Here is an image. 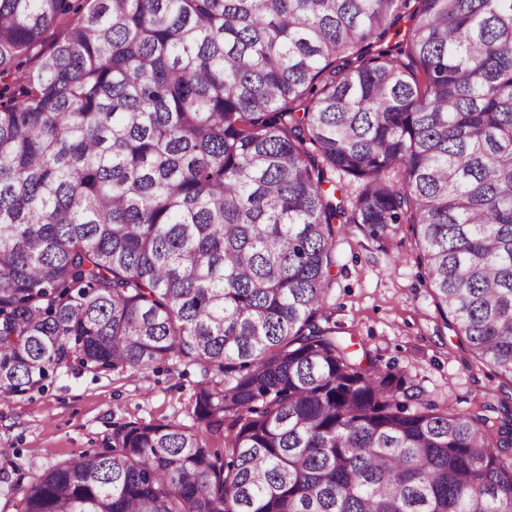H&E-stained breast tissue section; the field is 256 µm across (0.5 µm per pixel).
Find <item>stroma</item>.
I'll use <instances>...</instances> for the list:
<instances>
[{
	"label": "stroma",
	"mask_w": 512,
	"mask_h": 512,
	"mask_svg": "<svg viewBox=\"0 0 512 512\" xmlns=\"http://www.w3.org/2000/svg\"><path fill=\"white\" fill-rule=\"evenodd\" d=\"M329 320L382 369L402 373L438 408L512 409V379L481 363L435 310L407 227L375 237L346 225L336 238ZM197 367L143 373L63 369L45 389L0 399V512H17L31 471L102 448L113 424L190 423Z\"/></svg>",
	"instance_id": "obj_1"
}]
</instances>
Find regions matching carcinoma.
<instances>
[{
  "label": "carcinoma",
  "instance_id": "carcinoma-1",
  "mask_svg": "<svg viewBox=\"0 0 512 512\" xmlns=\"http://www.w3.org/2000/svg\"><path fill=\"white\" fill-rule=\"evenodd\" d=\"M343 224L409 225L512 379V0H0V399L202 373L192 425L114 426L20 512H512V411L318 323Z\"/></svg>",
  "mask_w": 512,
  "mask_h": 512
}]
</instances>
